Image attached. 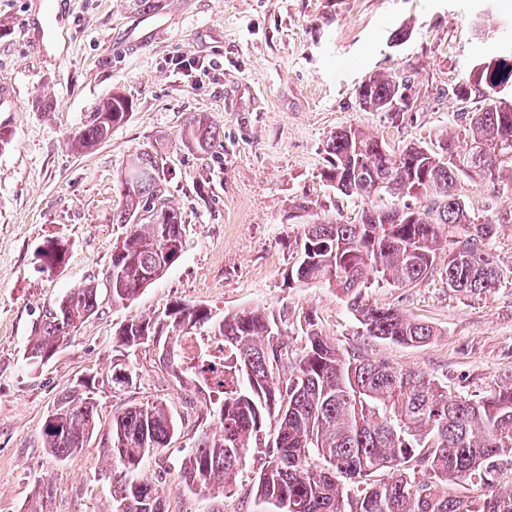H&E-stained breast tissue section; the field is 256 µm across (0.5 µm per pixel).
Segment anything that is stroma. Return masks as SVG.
<instances>
[{
    "label": "stroma",
    "mask_w": 512,
    "mask_h": 512,
    "mask_svg": "<svg viewBox=\"0 0 512 512\" xmlns=\"http://www.w3.org/2000/svg\"><path fill=\"white\" fill-rule=\"evenodd\" d=\"M166 35L145 39V17ZM408 39L392 46V35ZM199 70H174L177 53ZM512 52V0H0V111L10 143L0 149V512H113L112 415L129 404L166 403L178 428L138 475L160 492L165 512H272L251 491L259 457H248L233 492L189 489L181 463L214 430L207 394L183 385L158 345L132 349L138 379L111 390L113 340L128 319L164 315L175 302L219 313L259 306L286 312L297 334L304 313L344 352L419 369L453 396L478 398L512 377V224L491 251L504 279L494 291H453L440 272L415 286L365 289L366 302L430 325L423 346L362 336L340 291L288 286L295 237L311 216L292 217L295 201L316 213L357 222L365 205L320 176L323 145L342 126L383 137L392 148L454 128L459 106L443 96L474 66ZM410 75L417 100L399 118L360 111L356 90L369 75ZM119 92L133 104L125 124L84 151L70 142L99 104ZM220 133L207 152L182 143L193 117ZM142 152L167 168V190L186 225V244L166 274L127 305L102 300L98 314L36 370L23 354L47 310L71 289L102 279L128 227L112 221L118 175ZM474 215L512 209V191L461 180ZM68 241L66 265L41 269L35 250ZM96 387L97 428L86 446L58 460L43 445L49 412L77 380ZM54 488L42 497L45 485Z\"/></svg>",
    "instance_id": "obj_1"
}]
</instances>
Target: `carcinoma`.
I'll return each instance as SVG.
<instances>
[{
  "instance_id": "cac0c4a2",
  "label": "carcinoma",
  "mask_w": 512,
  "mask_h": 512,
  "mask_svg": "<svg viewBox=\"0 0 512 512\" xmlns=\"http://www.w3.org/2000/svg\"><path fill=\"white\" fill-rule=\"evenodd\" d=\"M512 81V58L468 73L444 95L478 101L465 123L430 142L391 148L356 126L330 133L321 177L342 195L397 199L424 197L416 208L373 206L357 223L324 219L303 226L297 259L285 278L323 283L349 298L363 335L419 347L434 332L402 312L363 301L375 284L410 286L437 266L442 227L448 228V287L471 294L497 288L501 270L488 250L497 225L512 210L483 220L457 193L460 179L512 187V101L498 88ZM411 79L377 73L356 90L363 112L400 115L413 107ZM132 106L120 93L103 100L74 137L89 148L127 121ZM219 133L202 119L181 140L205 152ZM465 146H460V142ZM124 203L112 214L129 225L112 248L105 288L113 304L134 300L181 257L182 214L170 204L167 173L157 156L131 158L118 177ZM69 246L50 238L36 249L49 271L66 262ZM99 286L88 283L63 296L28 344L24 364L36 369L56 353L61 337L99 311ZM301 339L288 336V314L258 306L219 315L175 303L157 321L132 318L120 327L117 357L150 341L181 380L218 395L219 430L204 433L181 465L187 487L226 491L236 485L251 451L265 449L252 489L274 512H512V382L477 398L448 395L426 372L343 353L323 336L316 317H299ZM112 388L133 383L112 362ZM97 406L86 382L73 387L45 422L44 447L65 459L93 436ZM177 428L160 402L126 406L108 432L115 476L113 512H165L157 489L133 476L142 459L166 448ZM375 474L381 478L370 480Z\"/></svg>"
}]
</instances>
